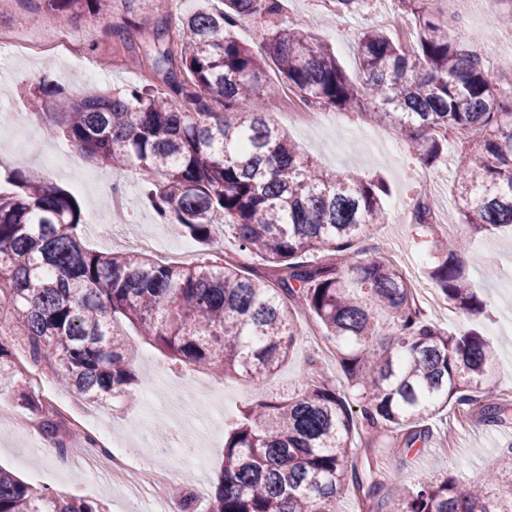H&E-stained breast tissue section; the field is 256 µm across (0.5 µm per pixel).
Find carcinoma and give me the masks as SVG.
<instances>
[{"label": "carcinoma", "mask_w": 512, "mask_h": 512, "mask_svg": "<svg viewBox=\"0 0 512 512\" xmlns=\"http://www.w3.org/2000/svg\"><path fill=\"white\" fill-rule=\"evenodd\" d=\"M220 7L210 6L212 2ZM51 13L112 17L116 0H43ZM138 0L125 9L120 37L137 28ZM338 16L368 0H327ZM416 19L407 48L380 30L358 38L354 82L328 45L304 30L268 26L264 53L232 32L245 17L279 14L276 0H198L184 15L177 45L155 34L167 92L147 85L78 97L45 73L28 98L31 115L57 130L89 161L134 168L158 219L211 246L232 236L270 270L245 274L224 256L193 265L160 264L137 250L101 253L80 237L76 197L33 171L12 170L0 189V376L18 400H39L12 371L14 347L62 388L93 404L132 399L138 377L115 321L123 319L185 370L244 376L254 385L277 370L301 335L305 309L336 346L346 393L307 372L300 393L260 399L224 431V473L210 512H338L352 487L363 512H512V445L490 458L483 477L422 475L411 492L379 496L380 454L425 443L424 420L477 404L491 426L512 422V405L492 383V344L470 330L430 322L416 288L382 253L356 245L383 223L390 187L352 183L320 170L265 114L278 93L266 67L315 108H357L400 133L425 166L458 139V179L470 232L512 226V94L462 36L427 18L421 0H395ZM414 221L431 237L426 275L449 306L483 312L456 261L465 236L438 235L426 207ZM508 490L502 489V482ZM0 512H105L98 501L40 489L0 467Z\"/></svg>", "instance_id": "carcinoma-1"}]
</instances>
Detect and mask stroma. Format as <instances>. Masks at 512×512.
<instances>
[{
  "label": "stroma",
  "instance_id": "stroma-1",
  "mask_svg": "<svg viewBox=\"0 0 512 512\" xmlns=\"http://www.w3.org/2000/svg\"><path fill=\"white\" fill-rule=\"evenodd\" d=\"M194 0H173L169 13L154 12L148 0L138 8L140 30L130 41L120 43L112 35L111 21L87 16L47 13L43 0H9L0 7V31L17 32L23 38L39 37L43 30L59 28L76 40L74 56L67 58L25 57L0 45V168L43 170L48 183L70 191L79 201L85 224L82 241L87 247L112 252L126 249L128 239L141 236L154 238L159 250L155 261L166 264L192 265L202 257L200 245L190 244L188 237L173 225L161 223L147 203L139 181L128 187L127 221L108 225L104 218L111 202V170L75 159L70 171L47 168L41 154L53 146L69 151L62 137L48 134L43 125L28 118L27 96L38 77L47 70L74 94L84 86L76 70L82 60L96 63L101 88L111 89L135 84L151 85L155 91H166L164 71L147 53L153 29L160 24L177 31L184 13L192 9ZM292 16L277 15V23L309 29L332 48L350 76L359 73L354 53L355 39L364 29H378L400 40H410L415 22L399 13L394 0H371L368 8L356 15L339 17L327 10L322 0H294ZM468 43H489L496 47L493 69L501 83L512 81V33L495 29L491 15L473 8L462 24L457 25ZM269 118L309 156L323 171L341 173L352 180L380 175L391 187L384 201L387 219L375 228L365 244L379 247L397 264L409 279L423 282L424 291L435 295L426 284L428 257L414 223L417 201L436 195L448 208V221L461 225L463 218L453 200V183L457 168L448 164L439 171L421 164L401 140L386 143V130L367 124L359 117L338 114L318 124L289 122L284 107L273 109ZM462 264L486 304L480 318H472L455 308H435L429 313L431 322L457 329H474L496 346L498 358L494 382L503 399L512 403V229L471 235L463 251ZM301 336L287 361L267 376L262 388L232 376H217L208 371L177 372L142 337L131 336L133 362L139 372V387L162 380L163 385L150 400L133 399L119 409H96L81 398H73L72 409L78 414L99 413L115 439L129 443L143 467L181 468L177 454L154 455L157 434L169 430V417L182 412L186 437L197 450L200 467L193 480L202 491L194 512H209L210 498L224 469V426L248 404L284 390L298 388L307 369L308 359H315L321 376L341 383L342 371L336 360L334 345L324 338L318 324L302 317ZM21 405L9 381L0 378V466L14 471L25 481L53 491L103 502L107 512H152L153 493L144 486L140 470L132 471L127 485H113L100 461L86 451L87 445L69 428H61L57 440L42 434L28 435L12 431L11 422L30 416ZM429 441L420 446L415 458L396 452L384 458L385 490L406 489L415 474L442 475L457 472L465 477L481 476L485 462L512 441V427H491L483 422L478 408H471L465 419L456 411L445 418L425 423Z\"/></svg>",
  "mask_w": 512,
  "mask_h": 512
}]
</instances>
